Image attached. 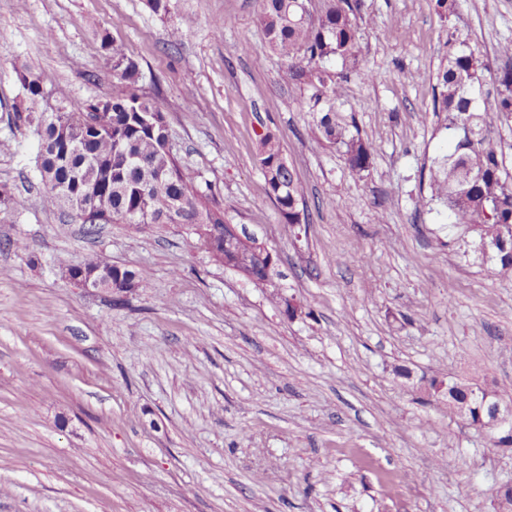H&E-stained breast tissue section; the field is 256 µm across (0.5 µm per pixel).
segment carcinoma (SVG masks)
Instances as JSON below:
<instances>
[{"mask_svg":"<svg viewBox=\"0 0 512 512\" xmlns=\"http://www.w3.org/2000/svg\"><path fill=\"white\" fill-rule=\"evenodd\" d=\"M306 0H260L257 15L268 44L288 60L283 77L306 82L316 93L317 141L343 150L351 172L359 175L370 163L372 147L350 133L338 116L343 71L355 64L359 24L352 0H326L316 17L306 13ZM446 54L435 75L439 89L434 111L446 113L448 153L430 169L431 194L448 203L451 223L474 229L479 241L499 242L512 227V184L502 176V151L496 131L512 115V40L501 42L498 56L508 65L496 70L487 84V65L478 43L458 28L445 30ZM112 70L122 88L109 99L74 100L68 91L56 92L57 107L44 108L45 77L37 71L21 76L25 98L15 110V124L34 125L40 143L37 167L41 179L56 182L45 190L49 209L71 210L87 184L98 182L96 170L111 174L112 189L102 206L114 224L142 229L177 207L190 228L206 225L224 229V213L202 202L193 178L166 147L168 129L149 126L144 113L157 112L153 102L133 90L141 77L139 64L121 48L110 45ZM341 70H335V66ZM103 113L99 128L85 129L79 116ZM259 164L266 183L282 186L277 208L284 223L295 224L300 195L294 170L283 164L280 141L271 133L259 139ZM88 275L108 276L115 289L135 282L148 286L143 271L95 259L75 262Z\"/></svg>","mask_w":512,"mask_h":512,"instance_id":"cac0c4a2","label":"carcinoma"}]
</instances>
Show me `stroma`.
Masks as SVG:
<instances>
[{
  "mask_svg": "<svg viewBox=\"0 0 512 512\" xmlns=\"http://www.w3.org/2000/svg\"><path fill=\"white\" fill-rule=\"evenodd\" d=\"M355 2L341 100L374 147L359 177L315 145L313 90L283 81L259 0H170L164 15L147 0H0V512H497L512 448L420 381L512 399V277L488 272L478 236L427 187L448 142L433 110L445 29L499 67L512 0H455L446 21L431 0ZM106 38L139 62L136 91L210 207L276 254L270 284L184 225L93 227L43 207L39 142L12 120L19 76L42 72L51 108L58 86L109 96ZM264 131L300 185L296 237L259 166ZM88 258L149 286L77 288L62 262Z\"/></svg>",
  "mask_w": 512,
  "mask_h": 512,
  "instance_id": "1",
  "label": "stroma"
}]
</instances>
